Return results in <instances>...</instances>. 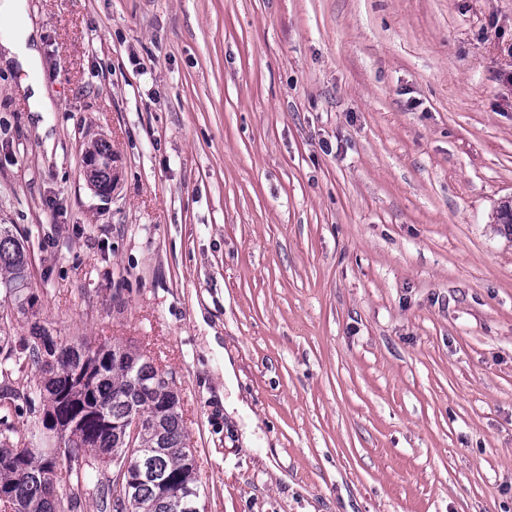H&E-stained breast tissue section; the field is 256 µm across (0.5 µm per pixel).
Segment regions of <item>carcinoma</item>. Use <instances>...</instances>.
Listing matches in <instances>:
<instances>
[{
	"label": "carcinoma",
	"instance_id": "obj_1",
	"mask_svg": "<svg viewBox=\"0 0 512 512\" xmlns=\"http://www.w3.org/2000/svg\"><path fill=\"white\" fill-rule=\"evenodd\" d=\"M29 266L12 225L0 224V297L34 318L29 335L16 337L0 313V512H82L88 500L98 512H173L172 498L190 497L197 462L168 373L130 345L51 335L34 309ZM40 412L66 428L83 466L55 471L49 436L18 445L20 426ZM133 416L141 422L134 439L124 431ZM104 455L134 464L122 497L114 491L118 469L105 475L95 466Z\"/></svg>",
	"mask_w": 512,
	"mask_h": 512
}]
</instances>
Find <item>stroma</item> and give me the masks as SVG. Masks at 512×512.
<instances>
[{
    "label": "stroma",
    "instance_id": "stroma-1",
    "mask_svg": "<svg viewBox=\"0 0 512 512\" xmlns=\"http://www.w3.org/2000/svg\"><path fill=\"white\" fill-rule=\"evenodd\" d=\"M24 4L0 224L51 335L168 372L206 512H512V0ZM22 90L28 98L30 112H52L51 101L45 96L41 82L30 80L22 85ZM93 148V153L97 155H92L88 150L84 153L85 176L90 186H92L100 195L107 196L112 193V163H114V158L112 157V152L108 154L111 151V148L106 141H95ZM99 172L107 173L109 175V180L103 183L97 181L95 174Z\"/></svg>",
    "mask_w": 512,
    "mask_h": 512
}]
</instances>
